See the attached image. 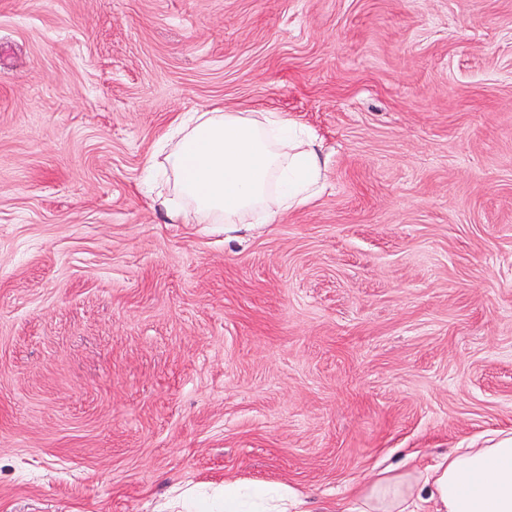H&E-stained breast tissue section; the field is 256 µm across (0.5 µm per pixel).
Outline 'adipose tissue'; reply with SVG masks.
<instances>
[{"label": "adipose tissue", "instance_id": "adipose-tissue-1", "mask_svg": "<svg viewBox=\"0 0 512 512\" xmlns=\"http://www.w3.org/2000/svg\"><path fill=\"white\" fill-rule=\"evenodd\" d=\"M154 167L171 172L157 201L173 224H272L321 190L312 134L278 112L214 109L179 115ZM185 512H304L285 483L225 482L213 494L183 495ZM350 512H512V441L467 448L420 464L379 470Z\"/></svg>", "mask_w": 512, "mask_h": 512}]
</instances>
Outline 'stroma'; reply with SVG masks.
I'll use <instances>...</instances> for the list:
<instances>
[{"label":"stroma","instance_id":"stroma-1","mask_svg":"<svg viewBox=\"0 0 512 512\" xmlns=\"http://www.w3.org/2000/svg\"><path fill=\"white\" fill-rule=\"evenodd\" d=\"M328 159L274 224H172L185 112ZM512 440V0H0V512H179ZM288 504L294 512H308L287 483L224 481L212 495L183 494L186 512H288Z\"/></svg>","mask_w":512,"mask_h":512}]
</instances>
